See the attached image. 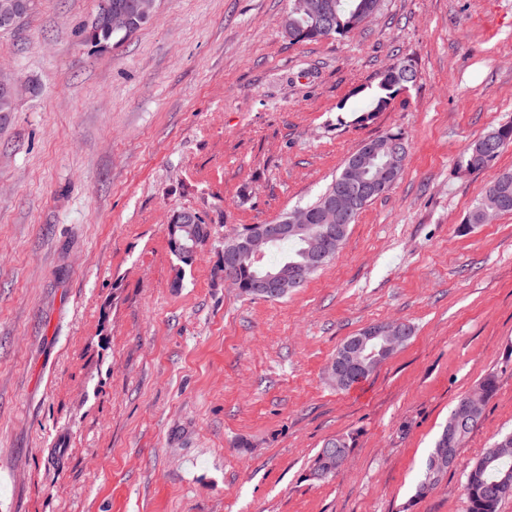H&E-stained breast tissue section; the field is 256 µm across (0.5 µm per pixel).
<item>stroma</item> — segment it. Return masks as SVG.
<instances>
[{
	"instance_id": "35a3bbf8",
	"label": "stroma",
	"mask_w": 512,
	"mask_h": 512,
	"mask_svg": "<svg viewBox=\"0 0 512 512\" xmlns=\"http://www.w3.org/2000/svg\"><path fill=\"white\" fill-rule=\"evenodd\" d=\"M97 0H36L0 32V512H465L464 469L512 431V213L466 227L492 175L457 162L512 122V0H384L296 42L288 0H160L104 52ZM417 79L350 123L383 71ZM404 132L390 192L286 298L227 287L224 240L316 199L360 144ZM210 228L193 265L174 212ZM381 321L413 338L341 391L340 345ZM498 391L423 499L457 400ZM352 439L326 482L309 464ZM135 23L136 25L134 26L133 32L130 34L125 31H112V29L105 26H97L93 29L83 27L81 31L83 41L86 45L90 46L94 52L107 50L135 34L146 22L140 23L135 20Z\"/></svg>"
}]
</instances>
